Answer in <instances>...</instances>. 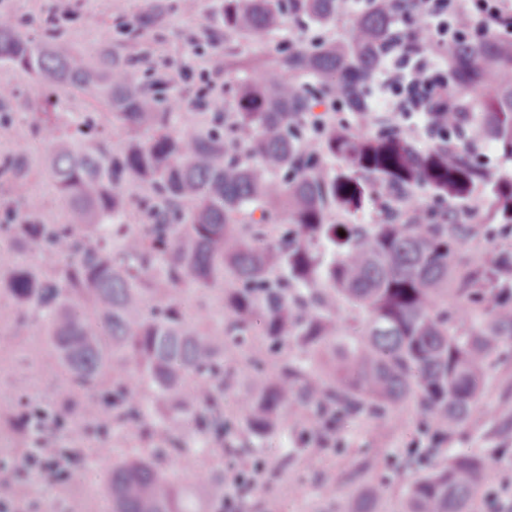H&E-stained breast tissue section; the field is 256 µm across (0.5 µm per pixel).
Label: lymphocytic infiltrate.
<instances>
[{
	"label": "lymphocytic infiltrate",
	"mask_w": 512,
	"mask_h": 512,
	"mask_svg": "<svg viewBox=\"0 0 512 512\" xmlns=\"http://www.w3.org/2000/svg\"><path fill=\"white\" fill-rule=\"evenodd\" d=\"M395 9L400 43L386 47L373 78L382 111L404 122L427 120V129L447 144L471 123L463 101H450L449 57L465 44L488 39L512 43V0H377ZM193 60L180 74L193 82L197 108H205L214 91L213 79L224 71L222 57L195 47Z\"/></svg>",
	"instance_id": "1"
}]
</instances>
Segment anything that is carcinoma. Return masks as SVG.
<instances>
[{"label":"carcinoma","mask_w":512,"mask_h":512,"mask_svg":"<svg viewBox=\"0 0 512 512\" xmlns=\"http://www.w3.org/2000/svg\"><path fill=\"white\" fill-rule=\"evenodd\" d=\"M337 10L338 0H224L221 24L246 40L301 18L329 26ZM392 34V15L377 8L354 18L345 39L299 45L263 62L237 61L231 52L224 64L243 70L234 111L193 121L180 96L148 92L112 52L90 60L60 34L27 36L0 12L1 64L72 88L126 135L114 154L90 117L68 105L51 112L28 103L35 132L55 145L43 170L68 209L62 224L45 223L34 207L0 215V232L60 259L1 272L0 295L44 316L51 367L96 391L82 407L89 421L133 422L147 437L144 454L112 467V512H200L206 505L224 512V479L185 486L157 466L159 453L198 455L181 432L183 419L197 424V440L210 453L238 435L254 448L287 408L330 429L413 404L440 444L473 418L492 361L512 339V252L465 268L456 262L464 234L456 222L400 223L399 208L378 224H340L332 215L362 209L375 180L457 201L481 184L487 217L512 224V178L493 175L464 151L451 162L439 147L419 153L408 135L386 129L357 136L328 123L320 153L342 161L337 171L302 144L299 122L316 105L306 80L325 90L347 84L344 108L370 111L365 89ZM450 74L451 96L479 100L484 135L512 159V46L460 47ZM23 170L19 157L0 163L7 182ZM279 212L287 226L266 223ZM109 224L125 226L117 252L103 239ZM184 286L221 291L227 326L188 323ZM487 296L496 303L485 320L469 319ZM339 301L362 311L364 321L338 330ZM288 347L295 354L270 376L266 356ZM228 353L250 364L235 418L224 414ZM133 371L137 384L127 383ZM144 389L167 403L160 425L141 405ZM21 420L31 436L45 420L64 426L55 405L29 408ZM485 468L478 453H454L406 486L404 512H477ZM384 493L382 485L368 486L348 512H377Z\"/></svg>","instance_id":"1"}]
</instances>
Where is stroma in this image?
<instances>
[{"instance_id": "35a3bbf8", "label": "stroma", "mask_w": 512, "mask_h": 512, "mask_svg": "<svg viewBox=\"0 0 512 512\" xmlns=\"http://www.w3.org/2000/svg\"><path fill=\"white\" fill-rule=\"evenodd\" d=\"M223 0H198L195 12H185L181 0H72V15L58 19L55 0H0V10L10 13L19 29L32 37L57 28L77 50L94 56L105 48L132 53L135 68L151 82L160 83L164 93L187 94L176 74L180 61L191 55V40L212 42L224 49V28L217 20ZM351 20L337 18L335 24L317 27L297 21L287 30L261 33L241 41L242 55L272 59L289 42H309L348 34ZM0 80L14 84L18 96L11 110L12 122L0 126V157L12 153L15 144L26 147L25 174L16 182L0 181V196L22 204L41 203L49 222L63 220V205L54 184L41 166L49 150L31 127L26 100L41 94L50 101H65L75 93L67 87L38 88L33 76L0 64ZM480 110L472 112V126L463 142L485 168L512 176V161L503 158L479 133ZM488 201L483 188H476L460 207L463 223H474V233L465 235L459 250L471 265L490 262L499 252L512 251V229L488 223L484 214ZM50 347L45 323L18 310L13 321L0 324V431L10 445L0 447V460L20 458L26 444L14 426L25 403H63L71 381L50 370ZM138 438L135 430L115 426L93 430L70 440L78 464L63 478L34 470L25 487L8 491L12 512H112L109 475L113 465L126 460ZM419 413L410 406L388 411L383 417L366 415L337 425L329 431L312 433L291 419H284L261 448L249 452V464L261 467L259 492L250 494L241 512H332L359 497L375 477L388 476L391 485L380 504L381 512H399L405 486L420 475L411 459L415 449L429 447ZM449 452L473 451L487 455V484L501 489L500 503L512 505V359L489 372L476 418L463 425ZM373 465L372 472L359 470L361 462ZM334 488L335 501H327L326 488Z\"/></svg>"}]
</instances>
